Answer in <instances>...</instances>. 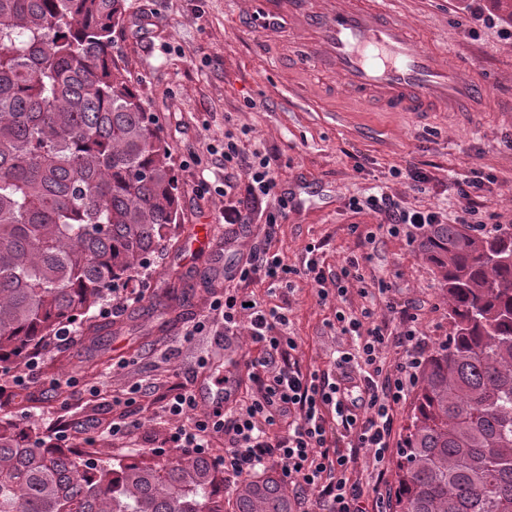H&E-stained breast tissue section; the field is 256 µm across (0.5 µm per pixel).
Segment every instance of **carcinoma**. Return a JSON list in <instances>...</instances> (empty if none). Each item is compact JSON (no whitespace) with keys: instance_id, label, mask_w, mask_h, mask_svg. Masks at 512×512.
Listing matches in <instances>:
<instances>
[{"instance_id":"carcinoma-1","label":"carcinoma","mask_w":512,"mask_h":512,"mask_svg":"<svg viewBox=\"0 0 512 512\" xmlns=\"http://www.w3.org/2000/svg\"><path fill=\"white\" fill-rule=\"evenodd\" d=\"M127 0H0V376L173 241L178 183L116 33ZM420 247L451 332L428 356L396 512H512V231L431 224ZM254 475L231 512H291ZM0 512H224V471L180 454L110 463L0 416Z\"/></svg>"}]
</instances>
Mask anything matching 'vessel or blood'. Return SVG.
Returning a JSON list of instances; mask_svg holds the SVG:
<instances>
[{
    "label": "vessel or blood",
    "instance_id": "1",
    "mask_svg": "<svg viewBox=\"0 0 512 512\" xmlns=\"http://www.w3.org/2000/svg\"><path fill=\"white\" fill-rule=\"evenodd\" d=\"M398 0H227L266 39H297L305 63L336 76L344 94L380 112H472L489 89L467 63L402 20Z\"/></svg>",
    "mask_w": 512,
    "mask_h": 512
}]
</instances>
